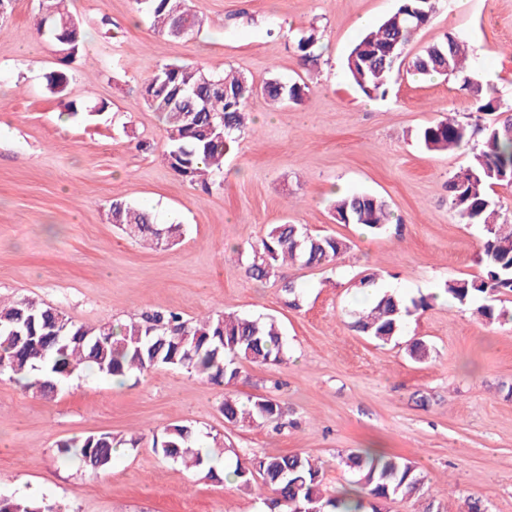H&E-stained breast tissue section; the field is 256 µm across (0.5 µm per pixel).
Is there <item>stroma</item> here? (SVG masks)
<instances>
[{
  "label": "stroma",
  "instance_id": "1",
  "mask_svg": "<svg viewBox=\"0 0 512 512\" xmlns=\"http://www.w3.org/2000/svg\"><path fill=\"white\" fill-rule=\"evenodd\" d=\"M204 26L191 40L157 34L132 0H69L82 24L68 65L66 96L47 78L60 64L39 35V0H14L0 22V299L33 297L88 326L123 325L150 311L194 322L232 312L275 318L285 360L245 363L231 387L158 366L137 382L84 371L42 399L0 376V497H30L68 512H266L256 491L183 470L153 447L171 424L192 426L213 447L217 466L265 454H302L325 470L329 492L352 486L341 456L380 448L425 476L420 496L383 512H465L466 500L512 512V323H488L474 305L438 301L451 279L482 276L484 231L448 202V180L468 148L430 152L414 140L427 123L454 117L493 122L476 112L460 80L394 75L385 95L366 97L349 81L351 46L399 0H188ZM322 36L305 65L300 31ZM463 33L470 77L490 82L512 113V0H439L430 24L407 48L416 54L444 35ZM235 70L255 85L271 77L304 82L298 103L250 100L247 124L208 187L179 178L163 153L165 131L141 88L167 63ZM496 69L488 80L487 69ZM103 106L90 115L89 107ZM384 200L396 221L378 232L337 223L333 190ZM144 207L178 224L175 245L147 247L109 218L112 201ZM301 225L342 240L328 264H277L248 277L251 247L271 225ZM378 273L405 298L427 297L399 336L380 345L354 331L351 311L369 295L352 282ZM294 283L299 308L283 290ZM423 341L428 356L409 355ZM268 397L270 420L230 422L225 392ZM109 432L140 436L111 470L95 474L59 453L61 441Z\"/></svg>",
  "mask_w": 512,
  "mask_h": 512
}]
</instances>
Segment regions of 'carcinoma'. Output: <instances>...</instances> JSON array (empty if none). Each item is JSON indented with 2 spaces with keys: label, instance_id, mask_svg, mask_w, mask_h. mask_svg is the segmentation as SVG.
<instances>
[{
  "label": "carcinoma",
  "instance_id": "obj_1",
  "mask_svg": "<svg viewBox=\"0 0 512 512\" xmlns=\"http://www.w3.org/2000/svg\"><path fill=\"white\" fill-rule=\"evenodd\" d=\"M64 0H49L52 15L37 25L41 35L72 15L61 8ZM139 14L153 19L157 33L175 39H191L199 33L201 19L187 7V0H134ZM436 0H400L396 12L365 33L351 48L345 61L348 77L367 97L386 94L392 72L400 67L415 75L454 76L463 81L478 112H499L483 128V140L469 164L448 180L450 204L471 224L485 231L484 276L448 281L446 293L459 304H469L481 295L512 293V224H501L499 205L490 195L495 185L512 186V113L499 111L492 94L468 77L470 61L467 41L446 36L420 53L407 57L414 34L435 13ZM320 36L315 28L299 33L296 49L308 64L317 60ZM51 91L66 95L69 75L57 70L49 76ZM308 90L305 83H285L277 78L261 86L245 74L215 76L193 64H165L145 83L142 98L166 126L165 159L183 181L208 187L207 175L222 168L224 153L244 126L245 109L257 92L273 103L298 102ZM470 124L445 118L416 132V139L429 151L460 149L469 144ZM336 221L379 231L391 213L381 198L367 193L344 194L331 201ZM112 223L127 227L155 245L172 243L181 235V225L168 224L164 235L147 211L114 201ZM343 242L333 237L311 236L297 224H273L253 248L248 275L256 280L270 276L278 262L300 261L307 266L333 260ZM358 289L374 296L370 307L358 313L354 327L384 344L401 332L410 308L425 309L421 298L406 302L399 294L382 289L376 274L360 277ZM476 313L490 323L512 322V311L480 305ZM283 356L281 332L272 320L249 319L233 314L208 315L194 323L174 312L155 311L139 321L118 327L87 326L65 317L57 309L23 297L0 301V375L7 373L25 381L33 395L50 397L59 382L86 367L120 382L130 380L156 366L182 369L229 385L239 376V365L279 363ZM224 418L229 422L272 419L281 414L279 403L257 397L242 404L224 395ZM139 439L110 433L74 437L60 444L67 460H77L94 471L112 466L116 451L137 447ZM153 446L186 469L209 478L218 476L213 457L202 451L194 430L172 424ZM341 463L359 474V489L326 494L323 470L300 454L264 455L259 469L236 462L227 478L249 487L259 476L262 487L274 493L268 499L271 512H381V504L396 497H411L420 491L425 476L409 460L384 453L349 454ZM0 512H61L40 506L24 497L0 498Z\"/></svg>",
  "mask_w": 512,
  "mask_h": 512
}]
</instances>
